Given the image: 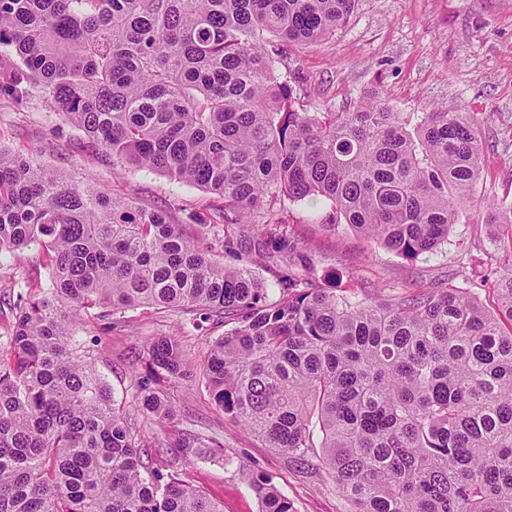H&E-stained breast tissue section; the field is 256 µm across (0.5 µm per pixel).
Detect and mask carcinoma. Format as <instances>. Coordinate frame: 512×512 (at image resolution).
Returning <instances> with one entry per match:
<instances>
[{"mask_svg": "<svg viewBox=\"0 0 512 512\" xmlns=\"http://www.w3.org/2000/svg\"><path fill=\"white\" fill-rule=\"evenodd\" d=\"M356 0H0V96L35 88L112 167L167 174L222 200L215 261L164 211L0 150V257L35 244L48 285L26 281L0 341V512H222L147 466L127 413L72 336L96 307L192 309L234 327L200 368L214 404L296 467L323 468L352 512H512V204L487 207L506 271L497 312L440 286L380 301L312 284L283 196L324 198L342 222L405 258L448 240L479 177L481 122L468 112H300L273 74L265 35L336 33ZM260 224L259 242L237 225ZM279 262L280 296L243 260ZM136 400L175 415L159 387L191 363L175 336L149 344ZM212 447L184 438L185 458ZM261 512H293L265 479Z\"/></svg>", "mask_w": 512, "mask_h": 512, "instance_id": "1", "label": "carcinoma"}]
</instances>
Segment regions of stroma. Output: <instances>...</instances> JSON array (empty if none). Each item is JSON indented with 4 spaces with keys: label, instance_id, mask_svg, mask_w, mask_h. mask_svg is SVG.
Listing matches in <instances>:
<instances>
[{
    "label": "stroma",
    "instance_id": "1",
    "mask_svg": "<svg viewBox=\"0 0 512 512\" xmlns=\"http://www.w3.org/2000/svg\"><path fill=\"white\" fill-rule=\"evenodd\" d=\"M297 93L306 112H350L378 96L398 112L443 107L482 119L481 173L473 192L457 203L458 216L447 242L415 259L399 256L346 224L328 229L321 221L330 204L321 199L281 198L275 209L310 263L315 284L332 280L376 294H411L448 285L491 304V283L500 268L490 257L480 200L512 203V0H357L348 23L336 34L308 45H291L273 64ZM79 133L57 108L31 91L17 106L0 98V149L75 178L91 173L114 195L170 213L183 231L201 239L214 259L232 265L221 237L205 232L194 218L207 214L212 194L147 170L113 169L111 161L80 152ZM224 324L195 328L186 312L140 307L116 315L104 326L96 310L83 313L76 336L92 347L93 366L111 389L116 404L132 407L138 442L150 450V465L174 469L188 486L204 491L223 512H260L252 488L269 479L294 512H350L325 471L300 470L275 449L215 406L199 375L162 382L176 410L159 422L134 409L136 380L147 370L148 346L157 336H180L191 360L222 336ZM188 434L217 438L220 446L203 457L175 459L158 447Z\"/></svg>",
    "mask_w": 512,
    "mask_h": 512
}]
</instances>
